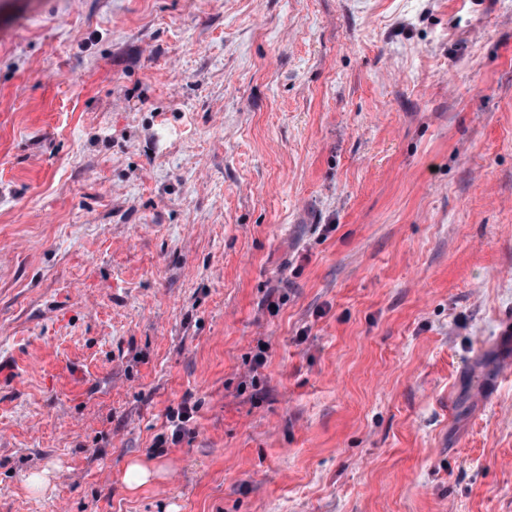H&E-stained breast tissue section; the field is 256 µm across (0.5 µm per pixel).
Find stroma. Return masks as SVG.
<instances>
[{
	"label": "stroma",
	"mask_w": 512,
	"mask_h": 512,
	"mask_svg": "<svg viewBox=\"0 0 512 512\" xmlns=\"http://www.w3.org/2000/svg\"><path fill=\"white\" fill-rule=\"evenodd\" d=\"M509 323L512 0H0V512H512ZM191 397H186L178 405L176 409L171 408L167 413V432L158 434L154 438L152 448H169L170 444L175 445L180 443L185 436L193 433L188 428V423L194 419L195 414L198 412L200 403L195 400L191 401Z\"/></svg>",
	"instance_id": "stroma-1"
}]
</instances>
